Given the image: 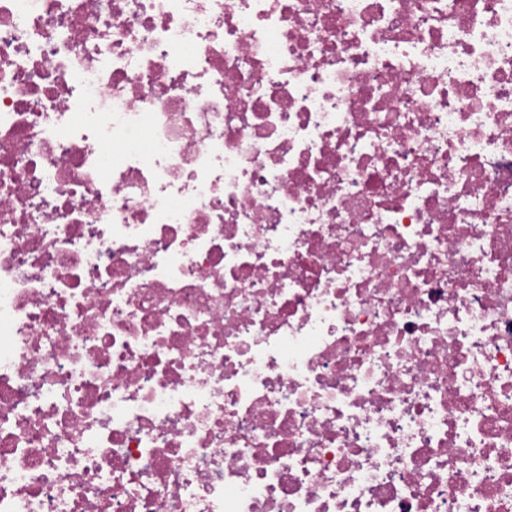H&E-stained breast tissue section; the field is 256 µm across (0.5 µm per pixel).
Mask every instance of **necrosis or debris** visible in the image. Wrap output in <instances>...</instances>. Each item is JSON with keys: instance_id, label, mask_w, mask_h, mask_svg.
<instances>
[{"instance_id": "4bbe7bcc", "label": "necrosis or debris", "mask_w": 512, "mask_h": 512, "mask_svg": "<svg viewBox=\"0 0 512 512\" xmlns=\"http://www.w3.org/2000/svg\"><path fill=\"white\" fill-rule=\"evenodd\" d=\"M0 512H512V0H0Z\"/></svg>"}]
</instances>
